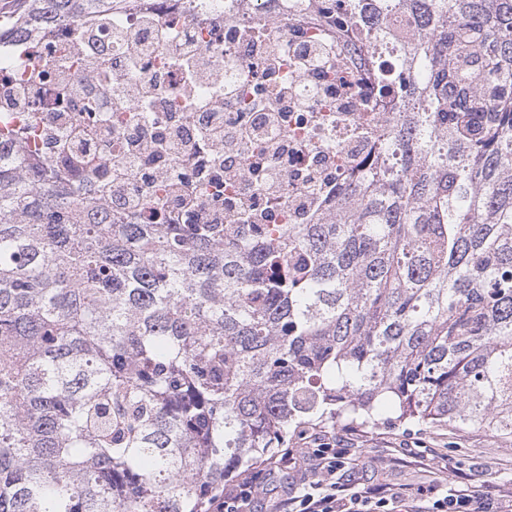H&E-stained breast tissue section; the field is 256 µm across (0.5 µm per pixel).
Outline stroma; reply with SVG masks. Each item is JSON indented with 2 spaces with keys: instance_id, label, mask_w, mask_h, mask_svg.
<instances>
[{
  "instance_id": "1",
  "label": "stroma",
  "mask_w": 512,
  "mask_h": 512,
  "mask_svg": "<svg viewBox=\"0 0 512 512\" xmlns=\"http://www.w3.org/2000/svg\"><path fill=\"white\" fill-rule=\"evenodd\" d=\"M326 432L347 448L352 482L395 487L495 490L512 497V437L460 432L445 424L395 421L385 411L366 426L330 422Z\"/></svg>"
}]
</instances>
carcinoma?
<instances>
[{"label": "carcinoma", "mask_w": 512, "mask_h": 512, "mask_svg": "<svg viewBox=\"0 0 512 512\" xmlns=\"http://www.w3.org/2000/svg\"><path fill=\"white\" fill-rule=\"evenodd\" d=\"M113 0H12L45 21ZM372 170L306 224H131L0 131V512H207L340 418L512 436V0H324Z\"/></svg>", "instance_id": "1"}]
</instances>
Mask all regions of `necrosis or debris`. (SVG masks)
<instances>
[{"mask_svg": "<svg viewBox=\"0 0 512 512\" xmlns=\"http://www.w3.org/2000/svg\"><path fill=\"white\" fill-rule=\"evenodd\" d=\"M321 0H114L39 35L0 29V126L55 167L150 204L137 224H302L324 177L362 170L378 127L326 62ZM193 72L174 62L185 45ZM235 81L225 96V81ZM90 108L73 112L76 88Z\"/></svg>", "mask_w": 512, "mask_h": 512, "instance_id": "obj_1", "label": "necrosis or debris"}]
</instances>
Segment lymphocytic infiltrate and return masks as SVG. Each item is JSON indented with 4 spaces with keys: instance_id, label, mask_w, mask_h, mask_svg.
I'll return each mask as SVG.
<instances>
[{
    "instance_id": "lymphocytic-infiltrate-1",
    "label": "lymphocytic infiltrate",
    "mask_w": 512,
    "mask_h": 512,
    "mask_svg": "<svg viewBox=\"0 0 512 512\" xmlns=\"http://www.w3.org/2000/svg\"><path fill=\"white\" fill-rule=\"evenodd\" d=\"M310 439L312 445L303 453L286 450L274 462L252 466L225 482L210 498L209 512H253L252 503L266 493L270 477L284 469L299 471L301 488L297 494L273 502L271 512H385L392 504L398 505L399 512H512V502L483 500L465 489L432 499L424 489L392 492L344 482L346 449L323 441L318 432Z\"/></svg>"
}]
</instances>
